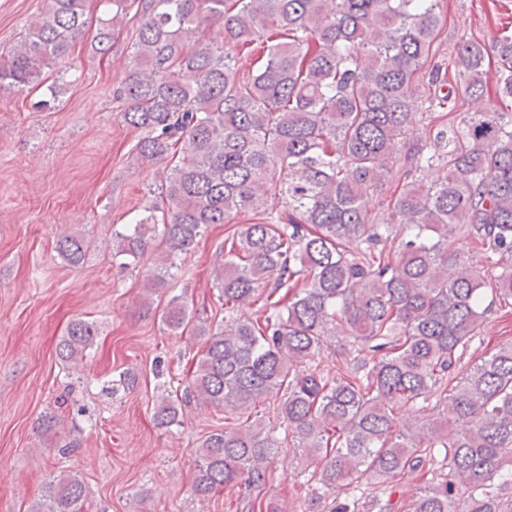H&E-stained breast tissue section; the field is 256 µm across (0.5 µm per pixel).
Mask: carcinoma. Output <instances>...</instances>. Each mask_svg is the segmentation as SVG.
<instances>
[{"mask_svg": "<svg viewBox=\"0 0 512 512\" xmlns=\"http://www.w3.org/2000/svg\"><path fill=\"white\" fill-rule=\"evenodd\" d=\"M109 3L97 52L110 51L112 31L135 9L131 73L114 97L140 132L136 155L167 161L156 201L112 233V258L128 265L162 228L166 249L144 271V310L208 225L252 213L215 271L224 323L200 329L206 345L191 384L157 400L155 426L181 424L182 398L238 419L275 398L285 433L327 489L398 483L438 454L446 472L399 509L512 512V498L499 494L512 485V341L464 362L493 305L512 299V113L485 103L483 47L466 41L455 61L453 90L474 111L451 131L430 126L403 154L438 0ZM85 15L86 0H45L0 51V89L41 83L82 34ZM213 27L222 42L206 39ZM496 48L498 98L512 100V34ZM256 49L261 57L242 72L238 56ZM432 166L442 177L418 184L416 173ZM393 175L384 219L368 197ZM460 237L484 255L483 267L460 260ZM88 248L75 234L56 241L74 266ZM302 277L305 287H295ZM258 304L255 317L243 311ZM165 321L183 326L178 299ZM96 336L94 322L70 321L60 360H83ZM333 336L356 356L330 378L310 363ZM136 381L122 371L111 392ZM433 390L445 412L398 421ZM279 449L258 419L207 433L195 494L242 480L261 488ZM85 498L79 478L60 474L28 512H84Z\"/></svg>", "mask_w": 512, "mask_h": 512, "instance_id": "1", "label": "carcinoma"}]
</instances>
